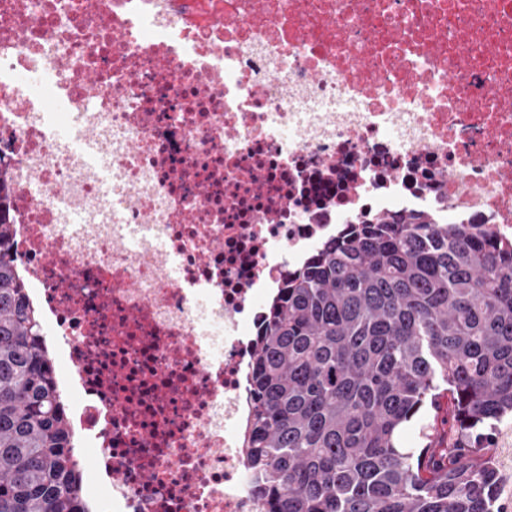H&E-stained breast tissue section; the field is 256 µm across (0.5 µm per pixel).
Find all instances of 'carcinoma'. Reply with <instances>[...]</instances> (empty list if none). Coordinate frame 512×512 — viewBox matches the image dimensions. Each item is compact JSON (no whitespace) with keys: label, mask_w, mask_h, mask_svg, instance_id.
I'll return each mask as SVG.
<instances>
[{"label":"carcinoma","mask_w":512,"mask_h":512,"mask_svg":"<svg viewBox=\"0 0 512 512\" xmlns=\"http://www.w3.org/2000/svg\"><path fill=\"white\" fill-rule=\"evenodd\" d=\"M0 167V512H89L42 327L7 257ZM246 438L267 512H504L512 241L425 213L351 224L257 331ZM449 398L448 445L424 420ZM419 425L420 448L399 439Z\"/></svg>","instance_id":"cac0c4a2"}]
</instances>
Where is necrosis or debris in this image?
<instances>
[{"label":"necrosis or debris","mask_w":512,"mask_h":512,"mask_svg":"<svg viewBox=\"0 0 512 512\" xmlns=\"http://www.w3.org/2000/svg\"><path fill=\"white\" fill-rule=\"evenodd\" d=\"M0 163L101 512H265L271 290L387 213L512 238V0H0Z\"/></svg>","instance_id":"necrosis-or-debris-1"}]
</instances>
